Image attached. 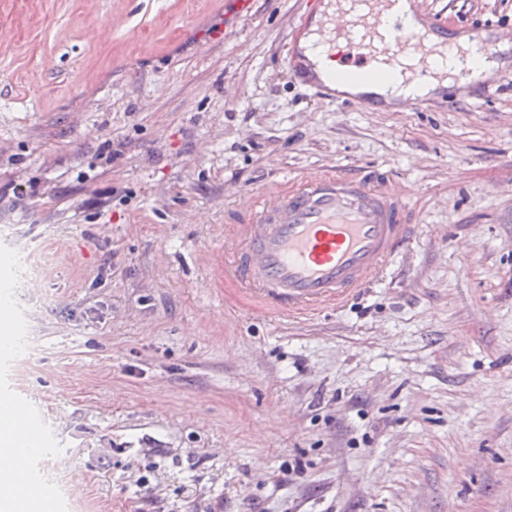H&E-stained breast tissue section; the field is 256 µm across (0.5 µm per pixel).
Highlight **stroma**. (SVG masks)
Returning a JSON list of instances; mask_svg holds the SVG:
<instances>
[{"mask_svg":"<svg viewBox=\"0 0 512 512\" xmlns=\"http://www.w3.org/2000/svg\"><path fill=\"white\" fill-rule=\"evenodd\" d=\"M413 3L512 39V0ZM308 10L0 0V185L36 191L0 206L25 344L0 391L53 512H512V47L422 105L345 106L287 72ZM326 171L402 197L404 251L338 305L235 304L225 225ZM4 395V394H3ZM17 409L16 419L11 423V429L20 434L27 448H46V441L40 428L27 417L20 407L21 402L13 395H4Z\"/></svg>","mask_w":512,"mask_h":512,"instance_id":"stroma-1","label":"stroma"}]
</instances>
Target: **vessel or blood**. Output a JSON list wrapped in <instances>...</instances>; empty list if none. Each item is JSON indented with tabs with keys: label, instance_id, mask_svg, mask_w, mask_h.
<instances>
[{
	"label": "vessel or blood",
	"instance_id": "obj_1",
	"mask_svg": "<svg viewBox=\"0 0 512 512\" xmlns=\"http://www.w3.org/2000/svg\"><path fill=\"white\" fill-rule=\"evenodd\" d=\"M337 2L338 13L318 19L320 39L306 49L336 54L335 83L386 84L390 74L375 66L377 55L390 52L424 64L448 37L440 21L411 24L404 0ZM409 230L397 197L341 174L309 176L291 189H268L257 219L235 231L242 245L227 272L238 293L256 299L265 312L316 310L377 283ZM11 428L24 444L9 446V453L45 447L40 428L24 413ZM0 489L9 491L15 512H42L44 495L29 467L0 473Z\"/></svg>",
	"mask_w": 512,
	"mask_h": 512
}]
</instances>
